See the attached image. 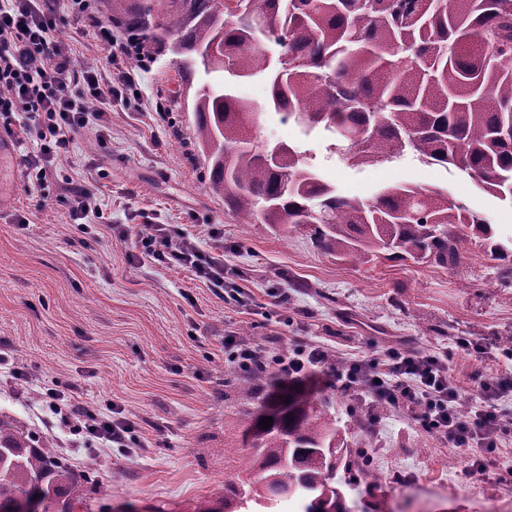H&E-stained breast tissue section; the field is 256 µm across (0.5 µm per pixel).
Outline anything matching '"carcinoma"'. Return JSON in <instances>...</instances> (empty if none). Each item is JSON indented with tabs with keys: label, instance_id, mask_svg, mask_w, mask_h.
I'll return each instance as SVG.
<instances>
[{
	"label": "carcinoma",
	"instance_id": "carcinoma-1",
	"mask_svg": "<svg viewBox=\"0 0 512 512\" xmlns=\"http://www.w3.org/2000/svg\"><path fill=\"white\" fill-rule=\"evenodd\" d=\"M143 65L170 56L179 80L165 112H190L192 160L241 224L285 234L311 224L322 253L351 264L380 257L456 265L479 240L509 254L485 217L435 188L387 187L372 200L336 193L303 152L255 143L257 108L223 85L193 88L197 71L263 76L270 105L354 168L420 160L471 174L512 201V0H98ZM281 48L269 55L266 43ZM274 149L279 163H267ZM261 397L242 439L244 467L224 494L193 512H279L305 488L300 512H349L339 468L370 474L363 449L344 454L336 388L278 381L260 360L224 380V396ZM273 425L261 427L264 417ZM112 497L92 472L79 474L53 439L0 412V512H75Z\"/></svg>",
	"mask_w": 512,
	"mask_h": 512
}]
</instances>
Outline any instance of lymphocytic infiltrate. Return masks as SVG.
Wrapping results in <instances>:
<instances>
[{
	"label": "lymphocytic infiltrate",
	"instance_id": "f902f5d3",
	"mask_svg": "<svg viewBox=\"0 0 512 512\" xmlns=\"http://www.w3.org/2000/svg\"><path fill=\"white\" fill-rule=\"evenodd\" d=\"M72 32L60 28L51 0H0V130L7 135L36 134V147L21 157V173L28 183L46 185L57 175L59 160L71 151L76 134L91 121H103L115 99L130 101L138 93L131 66L118 70L78 68L73 63L76 36L93 33L103 48L116 45L110 25L96 16L93 0H69ZM98 104L90 112V104ZM143 251L155 261L191 272L220 297L242 304L243 288L224 276V244L204 251L185 242L171 225L148 224L140 239ZM224 354L243 370L257 357H270L281 375L299 379L324 373L341 390H354L371 401H382L408 415L426 433L452 448H468L464 474L482 477L497 466L501 443L512 425L501 417L498 403L512 396V374L498 372L474 395L472 420H462L458 405L462 390L444 359L392 348L338 364L315 344L297 343L270 354L234 336L224 339ZM41 400L72 434L92 445L129 450L140 447L136 425L114 411L101 415L75 404L58 386H45Z\"/></svg>",
	"mask_w": 512,
	"mask_h": 512
}]
</instances>
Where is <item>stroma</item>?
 Instances as JSON below:
<instances>
[{
    "label": "stroma",
    "mask_w": 512,
    "mask_h": 512,
    "mask_svg": "<svg viewBox=\"0 0 512 512\" xmlns=\"http://www.w3.org/2000/svg\"><path fill=\"white\" fill-rule=\"evenodd\" d=\"M170 72L164 60L138 68L140 100L113 102L104 126L78 133L44 191L20 174L32 139L11 143L0 163V347L9 356L0 367V411L47 433L77 471L111 485L112 505L192 512L199 498L223 494L239 461L232 447L247 425L246 402L224 393L226 336L259 337L280 350L302 339L341 360L391 347L436 355L467 390L491 375V363L458 354L456 342L512 340V288L500 284V260L470 243L454 267L385 259L352 266L317 251L305 229L278 235L238 223L210 193L206 170L190 160L186 117L156 109ZM225 84L260 107L259 141L298 145L338 192L367 199L395 183L439 187L485 216L496 240L512 243V204L481 192L465 172L427 165L411 152L386 165L350 167L328 157L323 139L282 122L263 79ZM69 179L98 196L100 210L88 218L95 233L68 217L61 194ZM153 214L205 250L218 229L247 305L225 303L191 272L144 255L138 239ZM21 215L27 227L18 226ZM110 224L125 225L126 237L110 235ZM53 383L100 413L124 411L144 448L90 454L43 408L41 387ZM372 454L376 482L354 476L343 487L350 512L376 505L383 512H512V440L493 474L467 482L463 451L445 449L386 409ZM395 472L413 479L392 480Z\"/></svg>",
    "instance_id": "stroma-1"
}]
</instances>
